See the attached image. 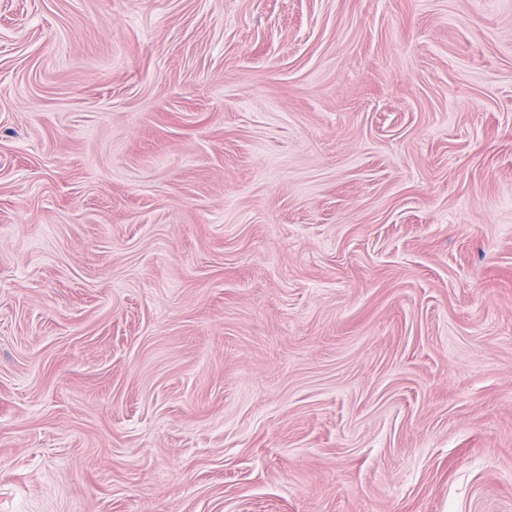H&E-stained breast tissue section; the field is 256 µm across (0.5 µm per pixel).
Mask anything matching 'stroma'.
<instances>
[{"label":"stroma","instance_id":"35a3bbf8","mask_svg":"<svg viewBox=\"0 0 512 512\" xmlns=\"http://www.w3.org/2000/svg\"><path fill=\"white\" fill-rule=\"evenodd\" d=\"M0 512H512V0H0Z\"/></svg>","mask_w":512,"mask_h":512}]
</instances>
